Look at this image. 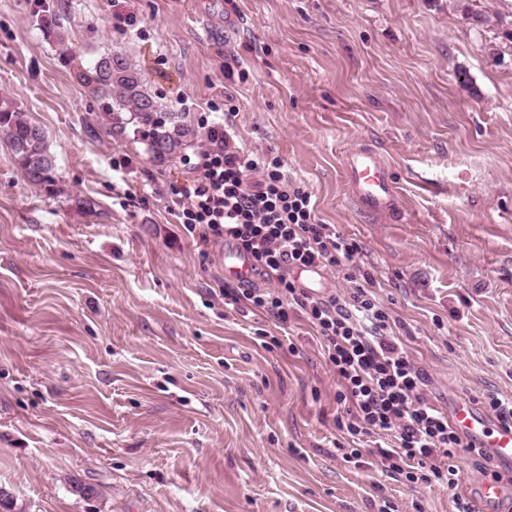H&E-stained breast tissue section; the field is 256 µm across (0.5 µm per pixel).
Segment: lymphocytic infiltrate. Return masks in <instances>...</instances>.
Segmentation results:
<instances>
[{"instance_id":"lymphocytic-infiltrate-1","label":"lymphocytic infiltrate","mask_w":512,"mask_h":512,"mask_svg":"<svg viewBox=\"0 0 512 512\" xmlns=\"http://www.w3.org/2000/svg\"><path fill=\"white\" fill-rule=\"evenodd\" d=\"M206 129L209 146L194 162L192 179L173 186L169 211L200 243V255L230 242L277 281L272 288L224 289L225 301L268 313L283 329L295 319L308 323L338 380V431L354 440L392 437V446L377 449L386 472L452 487L463 449L492 480L512 485V475L490 469L487 452L464 444L427 397L428 376L394 333L373 292L374 276L358 263L357 241L317 223L311 193L288 178L279 159L244 152L228 124ZM307 267L336 273L342 288L323 295L304 287L294 272Z\"/></svg>"}]
</instances>
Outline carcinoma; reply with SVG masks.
<instances>
[{"label":"carcinoma","instance_id":"carcinoma-1","mask_svg":"<svg viewBox=\"0 0 512 512\" xmlns=\"http://www.w3.org/2000/svg\"><path fill=\"white\" fill-rule=\"evenodd\" d=\"M84 81L104 100L110 131L137 129L150 157L172 162L194 145L197 130L185 116L159 111L146 92L140 70L122 54L98 58L83 73ZM0 133L9 141L13 157L27 181L46 195L57 194L58 176L45 131L13 102L0 99Z\"/></svg>","mask_w":512,"mask_h":512}]
</instances>
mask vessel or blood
<instances>
[{
	"label": "vessel or blood",
	"instance_id": "obj_1",
	"mask_svg": "<svg viewBox=\"0 0 512 512\" xmlns=\"http://www.w3.org/2000/svg\"><path fill=\"white\" fill-rule=\"evenodd\" d=\"M344 167L353 199L360 209L378 215L397 210V188L381 153L371 149L351 150L344 158ZM224 274L243 285L250 283L254 276L250 260L235 252L225 254ZM451 421L467 442L487 449L501 471L512 472V425L490 421L476 404L462 398L454 404Z\"/></svg>",
	"mask_w": 512,
	"mask_h": 512
}]
</instances>
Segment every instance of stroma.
I'll list each match as a JSON object with an SVG mask.
<instances>
[{
    "label": "stroma",
    "mask_w": 512,
    "mask_h": 512,
    "mask_svg": "<svg viewBox=\"0 0 512 512\" xmlns=\"http://www.w3.org/2000/svg\"><path fill=\"white\" fill-rule=\"evenodd\" d=\"M56 18L57 41L40 26ZM129 57L162 111L232 107L320 223L355 238L440 406L512 398V42L448 0H0V97L44 128L61 192L0 135V489L12 512H454L456 489L336 448V376L305 322L226 305L167 208L191 179L110 134L81 80ZM370 147L402 221L360 211L343 169ZM126 155L130 167L113 169ZM144 192L124 197L126 183Z\"/></svg>",
    "instance_id": "1"
}]
</instances>
